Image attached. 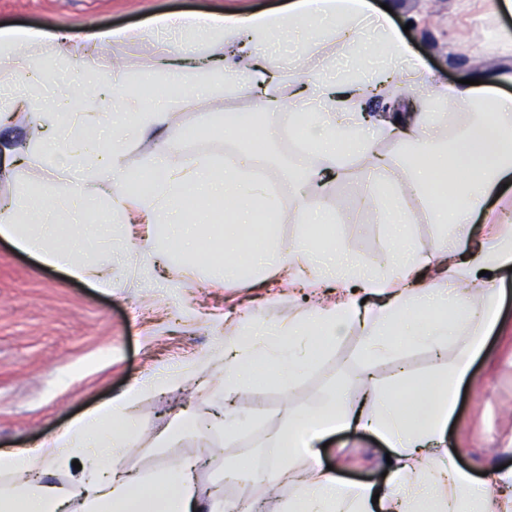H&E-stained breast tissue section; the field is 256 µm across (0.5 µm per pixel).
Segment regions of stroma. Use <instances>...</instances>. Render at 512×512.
Masks as SVG:
<instances>
[{
	"label": "stroma",
	"mask_w": 512,
	"mask_h": 512,
	"mask_svg": "<svg viewBox=\"0 0 512 512\" xmlns=\"http://www.w3.org/2000/svg\"><path fill=\"white\" fill-rule=\"evenodd\" d=\"M289 0H0V27L63 32L81 39L88 29L142 27L158 14L180 11L221 13L265 11ZM387 4L397 25L408 26L406 40L436 77L456 84L474 73L499 82L512 73V12L492 9L491 0H372ZM248 99H225L220 106L202 102L173 113L162 140L180 144L185 155H226L251 147L249 134L228 135L213 129L210 112H243ZM198 134L188 140L186 127ZM263 165L282 196L297 193L289 183L292 168L313 170L307 185L320 195L330 240L368 259H383L393 241L372 204L361 201L357 185L366 175L355 166L343 175L329 172L316 155L296 156L283 141L267 143ZM130 260L112 269V286L101 289L66 271L46 265L0 239V449L40 442L77 418L125 391L146 370L185 365L181 380L163 393L144 397L137 409L143 433H159L183 407L223 405L214 393L215 369L190 370L189 362L210 354L218 337L236 335L245 323L281 324L298 318L324 298L321 287L297 292L276 279L253 288L205 278L172 279L157 270L162 287L140 285L143 244H133ZM506 296L501 310L504 332H493L462 385L446 437L459 448L454 462L475 475L512 466V272L502 275ZM456 346L419 347L391 355L373 368L376 380L393 389L399 375L422 382L447 367ZM363 339L350 334L321 354L316 368L299 377L291 394L282 393L268 367L255 370L254 387L235 398L230 415L238 427L236 442L223 429L189 432L164 448L136 442L123 456L126 469L144 474L177 464L200 448L212 449L198 473L202 484L222 485L225 495L261 501L263 512H281L282 493L266 492L251 480L225 482L224 472L242 459L264 464L272 449L264 434L281 428L291 412L316 407L343 378L363 371ZM387 446L368 431L336 430L319 450L320 464L342 478L379 484L387 467Z\"/></svg>",
	"instance_id": "stroma-1"
}]
</instances>
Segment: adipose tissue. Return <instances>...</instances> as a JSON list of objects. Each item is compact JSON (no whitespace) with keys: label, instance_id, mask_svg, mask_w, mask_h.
I'll list each match as a JSON object with an SVG mask.
<instances>
[{"label":"adipose tissue","instance_id":"1","mask_svg":"<svg viewBox=\"0 0 512 512\" xmlns=\"http://www.w3.org/2000/svg\"><path fill=\"white\" fill-rule=\"evenodd\" d=\"M136 40L151 42L156 54L140 76L99 70L103 48ZM36 46L65 60L78 84L47 99ZM0 83L10 88L0 96V115L30 120L22 139H0V181L40 171L37 184L0 198L1 239L108 288L113 265L127 257L126 227L139 224L177 274L230 278L243 288L257 275L282 274L298 288L314 281L331 289L332 300L297 320L222 340L214 361L224 367L225 404L252 383L250 364L269 365L289 389L315 368L317 342L331 347L348 333L364 336L357 402L333 390L267 438L288 455L263 480L270 493L292 487L283 512H463V499L464 512H512V468L476 477L453 465L446 444L458 388L500 323L498 275L512 267V229L494 221L512 206V96L428 76L391 16L370 0H290L286 9L264 13H169L140 29L95 27L77 41L61 32L0 28ZM420 85L421 106L408 97ZM384 89L386 108L372 113L371 99ZM232 96L262 105L268 138L279 137L277 120L286 112L304 130L308 152L339 170L366 162L371 174L359 191L378 203L383 223L399 226L420 211L443 228L479 214L489 224L486 235L472 253L457 251L448 237L434 253L401 238L376 262L319 246L311 227L323 223V207L308 196L292 204L304 228L296 240L264 237L246 268L229 254L201 259L198 227L185 221L200 202H223L224 223L241 243L276 204L265 182L239 167L185 157L179 145L152 134L175 110ZM457 122L463 128L453 150L440 148L444 130ZM65 123L73 135L62 134ZM385 129L395 134L392 161L375 147V133ZM128 143L145 150L150 182L126 166ZM442 190L450 198L445 208L437 204ZM451 341L460 348L455 361L405 400H392L377 385L371 367L384 355ZM179 377L147 374L37 447L1 452L0 512H222V497L199 485L194 463L143 477L118 466L136 440L138 403ZM339 428L368 430L387 442L394 457L383 488L344 482L317 463L315 443ZM55 469L67 471L63 483L51 481Z\"/></svg>","mask_w":512,"mask_h":512}]
</instances>
